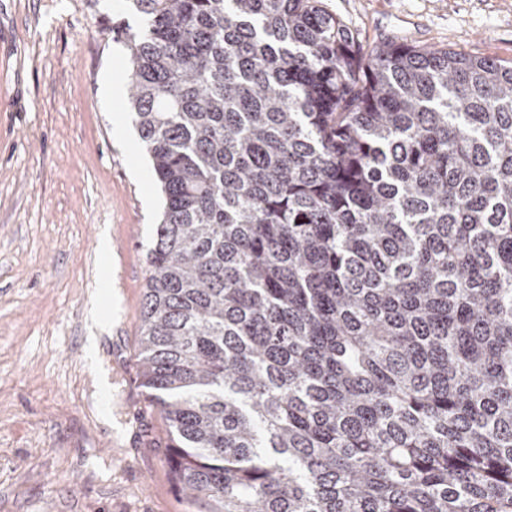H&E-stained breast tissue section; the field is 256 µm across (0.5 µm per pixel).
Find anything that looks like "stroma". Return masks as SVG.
Wrapping results in <instances>:
<instances>
[{
  "instance_id": "35a3bbf8",
  "label": "stroma",
  "mask_w": 512,
  "mask_h": 512,
  "mask_svg": "<svg viewBox=\"0 0 512 512\" xmlns=\"http://www.w3.org/2000/svg\"><path fill=\"white\" fill-rule=\"evenodd\" d=\"M321 2L364 46L512 61V0ZM141 22L133 0H0V512H194L137 377L163 199L116 30Z\"/></svg>"
}]
</instances>
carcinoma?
<instances>
[{
	"label": "carcinoma",
	"instance_id": "1",
	"mask_svg": "<svg viewBox=\"0 0 512 512\" xmlns=\"http://www.w3.org/2000/svg\"><path fill=\"white\" fill-rule=\"evenodd\" d=\"M164 198L138 377L207 512H512V64L319 0H133Z\"/></svg>",
	"mask_w": 512,
	"mask_h": 512
}]
</instances>
